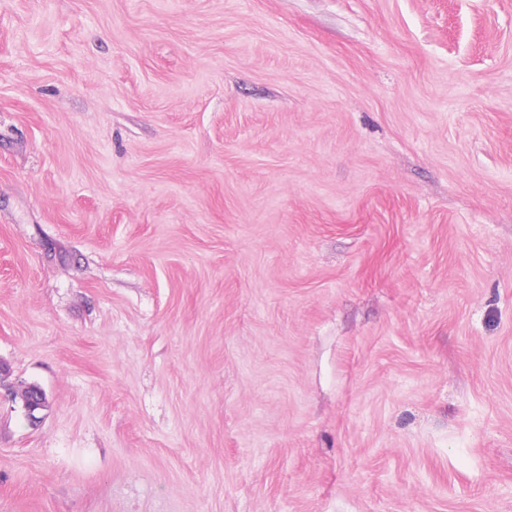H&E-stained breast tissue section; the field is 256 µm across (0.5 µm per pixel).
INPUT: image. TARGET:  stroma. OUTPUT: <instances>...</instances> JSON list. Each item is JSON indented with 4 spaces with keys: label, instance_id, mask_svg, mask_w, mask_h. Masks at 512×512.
I'll use <instances>...</instances> for the list:
<instances>
[{
    "label": "stroma",
    "instance_id": "35a3bbf8",
    "mask_svg": "<svg viewBox=\"0 0 512 512\" xmlns=\"http://www.w3.org/2000/svg\"><path fill=\"white\" fill-rule=\"evenodd\" d=\"M0 512H512V0H0ZM21 399L28 423L37 425L41 420L40 413L47 404L44 390L36 384H30L23 390Z\"/></svg>",
    "mask_w": 512,
    "mask_h": 512
}]
</instances>
